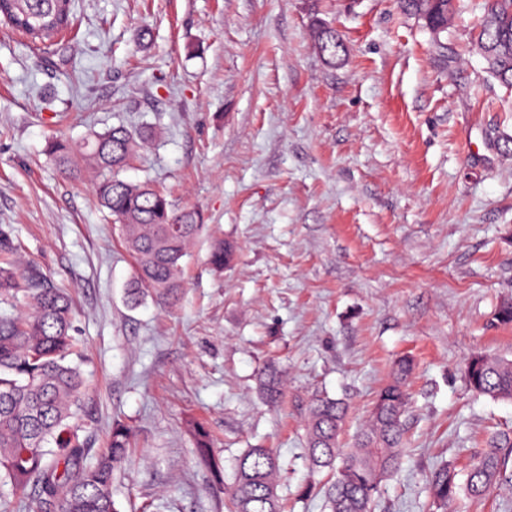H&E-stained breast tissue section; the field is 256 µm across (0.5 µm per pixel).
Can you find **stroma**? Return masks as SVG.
Instances as JSON below:
<instances>
[{"instance_id":"35a3bbf8","label":"stroma","mask_w":512,"mask_h":512,"mask_svg":"<svg viewBox=\"0 0 512 512\" xmlns=\"http://www.w3.org/2000/svg\"><path fill=\"white\" fill-rule=\"evenodd\" d=\"M465 3L437 39L395 0H75V30L46 50L0 24V225L72 300L91 454L113 423L132 429L118 512H229L256 446L281 457L287 512H324L299 495L313 398L348 405L351 446L403 355L408 445L373 512H428L434 468L512 434V402L463 375L480 354L512 360L493 318L512 300V90L469 47L484 0ZM317 18L341 63L315 49ZM119 125L147 138L123 179L163 184L209 226L173 307L129 302L133 260L93 174L45 152L56 128L79 144ZM216 237L237 248L220 273ZM312 37L319 54L329 63L344 60L346 46L341 35L327 23L318 24L312 30Z\"/></svg>"}]
</instances>
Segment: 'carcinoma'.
I'll return each instance as SVG.
<instances>
[{
	"instance_id": "carcinoma-1",
	"label": "carcinoma",
	"mask_w": 512,
	"mask_h": 512,
	"mask_svg": "<svg viewBox=\"0 0 512 512\" xmlns=\"http://www.w3.org/2000/svg\"><path fill=\"white\" fill-rule=\"evenodd\" d=\"M463 0H398L404 14L423 22L435 37L448 32ZM73 0H0V21L32 42L45 43L72 23ZM319 54L330 64L346 56L341 35L327 23L312 30ZM471 50L485 62L486 72L512 89V0H486L471 34ZM141 141L123 126L93 133L79 147L68 139H51L46 151L64 172L76 176L84 168L95 173L94 191L108 209L125 249L134 260L130 284L133 298L151 293L171 306L182 288L181 271L190 245L205 225L194 210H176L167 193L148 183L133 184L120 173L139 156ZM235 246L216 240L209 261L222 270ZM11 229L0 225V304L13 312L0 314V474L11 491H30L29 507L56 512H117L112 484L131 451V431L112 427L109 448L88 461L83 436L86 414L81 347L73 336V309L68 294L35 266L23 267ZM413 370L409 358L398 360L392 380L381 388L353 445L343 448L339 433L346 405L324 396L314 398L306 424V457L314 472L327 469L331 480L323 492L329 512H371L382 480L398 470L404 451L403 416L406 381ZM464 376L476 393L512 401V361L477 355ZM266 401L282 397L273 370L265 374ZM512 438L502 436L475 459L459 481L450 464L436 467L428 479L433 512H444L461 495L480 498L502 483ZM281 463L271 448L247 449L236 461L230 491L232 512H285L278 494Z\"/></svg>"
}]
</instances>
